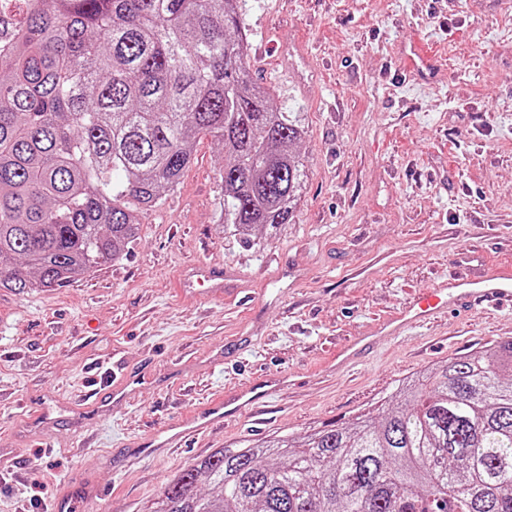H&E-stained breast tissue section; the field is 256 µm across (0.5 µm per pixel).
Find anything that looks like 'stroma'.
<instances>
[{
    "mask_svg": "<svg viewBox=\"0 0 512 512\" xmlns=\"http://www.w3.org/2000/svg\"><path fill=\"white\" fill-rule=\"evenodd\" d=\"M250 74L296 113L307 180L294 219L246 244L219 224L224 155L198 138L175 190L117 262L60 288L0 289V512H150L166 484L221 448L304 436L391 409L404 378L512 337V307H463L330 373L410 293L512 266V0H239ZM433 75L411 71L414 46ZM217 259L216 299L182 286ZM134 377L110 405L103 365ZM260 373L258 400L166 458L133 448ZM60 446L47 448L44 433ZM103 498L88 503L86 486Z\"/></svg>",
    "mask_w": 512,
    "mask_h": 512,
    "instance_id": "1",
    "label": "stroma"
}]
</instances>
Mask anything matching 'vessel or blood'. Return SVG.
Here are the masks:
<instances>
[{
  "instance_id": "1",
  "label": "vessel or blood",
  "mask_w": 512,
  "mask_h": 512,
  "mask_svg": "<svg viewBox=\"0 0 512 512\" xmlns=\"http://www.w3.org/2000/svg\"><path fill=\"white\" fill-rule=\"evenodd\" d=\"M231 276L218 264H205L195 268L189 281L207 285L210 293L219 294L224 282ZM490 301L501 305H512V268L500 267L478 277L456 276L448 282L432 288L417 290L414 296L393 317L376 325L371 335L346 347L336 357L337 368L352 365L361 352L375 339L397 337L413 326L424 323L438 314L448 312L464 303ZM288 384L287 377L272 376L263 380H252L224 397L211 403L207 411L185 416L177 425L167 429L152 442V454L178 447L188 436L200 433L232 415L247 413L257 396L275 395Z\"/></svg>"
}]
</instances>
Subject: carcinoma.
<instances>
[{
	"instance_id": "obj_1",
	"label": "carcinoma",
	"mask_w": 512,
	"mask_h": 512,
	"mask_svg": "<svg viewBox=\"0 0 512 512\" xmlns=\"http://www.w3.org/2000/svg\"><path fill=\"white\" fill-rule=\"evenodd\" d=\"M247 57L237 0H0V288L123 259L201 136L224 150L223 223H288L304 131ZM395 402L221 448L152 512H512V337L424 369Z\"/></svg>"
}]
</instances>
